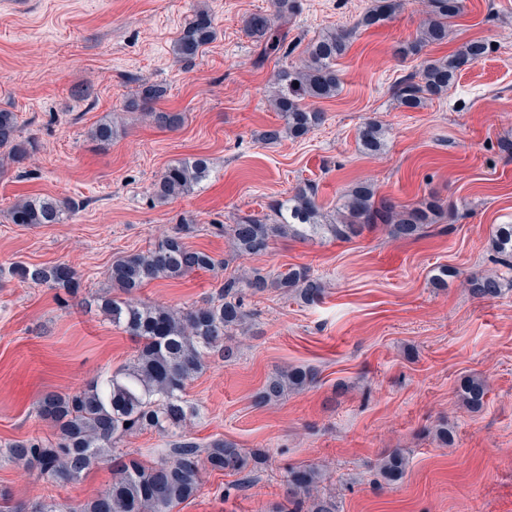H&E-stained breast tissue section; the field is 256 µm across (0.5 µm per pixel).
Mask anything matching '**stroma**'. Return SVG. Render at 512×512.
Returning <instances> with one entry per match:
<instances>
[{
  "label": "stroma",
  "instance_id": "stroma-1",
  "mask_svg": "<svg viewBox=\"0 0 512 512\" xmlns=\"http://www.w3.org/2000/svg\"><path fill=\"white\" fill-rule=\"evenodd\" d=\"M373 0H298L289 25L300 64L308 43L331 28L354 30L336 70L341 91L321 101L325 122L304 139L264 141L281 120L269 102L280 64L255 62L249 14L271 0H0V109L19 116L36 150L20 165L0 166V444L52 436L37 416L38 398L69 393L117 369L135 342L94 306L115 257L143 251L181 218L195 222L189 246L213 255V270L157 279L141 300L188 308L215 296L224 282L254 269L305 266L322 279L321 302L307 305L277 290L244 299L248 319L236 331L234 361L210 357L187 386L201 407L186 436L224 438L263 448L266 469L251 489L235 476L209 472L201 491L175 512H270L283 500L288 465L319 464L323 492L341 512H512V269L489 246L496 225L512 224V0H465L441 58L484 39L494 52L464 70L424 108H399L392 87L419 67L397 47L416 37L427 18L421 0H404L383 24L357 25ZM208 6L216 39L192 62L172 52L196 6ZM168 88L157 109L179 112L175 130L129 109L142 84ZM115 118L111 143L90 131ZM387 129L384 150L365 154L359 127ZM206 158L210 176L192 194L160 204L152 185L172 162ZM316 182L318 201L334 213L349 186L373 184L398 204L438 197L452 218L415 240L385 230L342 242L275 238L261 255L233 251L219 227L234 216L268 212L295 187ZM28 196L71 199L79 208L63 224L11 223L13 203ZM68 263L81 289L60 306L56 289L12 277L13 263ZM454 270L435 287L438 267ZM497 274L494 299L470 296L464 279ZM310 366L317 383L259 407L254 396L278 369ZM487 378L480 411L462 406V377ZM448 424L452 446L433 438ZM409 458L405 477L385 484L380 459L393 449ZM102 465L81 481L50 484L0 460V488L23 508L47 497L78 503L106 488Z\"/></svg>",
  "mask_w": 512,
  "mask_h": 512
}]
</instances>
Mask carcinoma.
Listing matches in <instances>:
<instances>
[{
    "mask_svg": "<svg viewBox=\"0 0 512 512\" xmlns=\"http://www.w3.org/2000/svg\"><path fill=\"white\" fill-rule=\"evenodd\" d=\"M424 3L428 20L417 36L399 49L403 57H418L426 47L448 41L449 23L464 9V0ZM401 5L402 0H374L358 26H376L392 17ZM272 7L271 13H254L244 22L247 35L260 44L261 63L272 56L286 59L296 49V44L288 41L287 30L296 0H272ZM216 35L209 11L197 8L181 29L173 45L174 53L191 63ZM352 35L351 29L328 30L307 45L302 64L277 71L270 102L283 124L265 132L264 140L274 143L285 136L301 139L322 125L325 114L314 104L338 95L336 61L346 53ZM490 52L489 43L474 39L446 58L423 59L417 72L393 86L399 106L407 110L424 107L432 97L448 91L462 71ZM166 93L163 84L149 85L130 107L140 108L156 124L174 129L182 122L181 114L149 108ZM115 134L112 120H104L91 130V137L103 144L112 142ZM386 139L387 131L373 120L358 129L359 143L370 154L382 151ZM32 150L33 142L21 136L16 113L0 109V152L20 164L30 157ZM208 175L206 159L180 160L159 175L152 195L158 202L166 203L191 193ZM75 209L76 203L72 201L30 196L14 203L9 219L24 225L62 224ZM270 210V223L265 217L248 214L235 217L231 224L219 225L236 253L262 254L277 236L307 241L328 235L350 241L379 227L396 239H416L447 214L434 197L396 205L378 197L374 186L366 182H357L346 191L334 218L324 213L317 200V187L309 182L297 186L288 198L274 201ZM192 232L194 224L183 222L153 247L112 261L107 273L110 287L99 298L100 309L136 340L135 354L110 374L79 390L43 395L36 402V413L52 423L54 437L6 442L0 446V456L49 481L78 482L94 468L113 461L118 444L131 434L148 429L168 433L167 447L156 449L149 460L125 454L114 470L111 484L79 503L42 500L31 512H173L196 496L207 470L240 474L249 480L267 466L268 453L263 448H241L222 438L201 445L176 433L201 414L199 406L187 398L186 388L203 370L208 355L222 352L226 360L234 356L227 339L249 317L244 310L247 294L278 288L305 304H314L323 297L325 286L309 268L295 266L273 275L255 269L241 279L228 280L216 297L201 307L175 309L137 299L139 290L153 280L179 279L216 265L210 253L184 241ZM491 248L501 263L512 267V224L496 225ZM11 274L23 283L56 288L68 296L77 295L81 288L79 273L67 263H16ZM467 288L476 298L493 299L502 294L503 282L496 274L476 272L467 279ZM317 378L318 372L309 366L277 370L267 377L254 396V403H276L290 393L313 386ZM487 393V382L479 376L466 377L458 388V398L468 409L480 408ZM408 465L405 452L392 450L382 458L380 476L388 483L398 482ZM322 481L323 472L315 465L286 468L284 502L274 505L272 512H339L336 496L320 492Z\"/></svg>",
    "mask_w": 512,
    "mask_h": 512,
    "instance_id": "cac0c4a2",
    "label": "carcinoma"
}]
</instances>
